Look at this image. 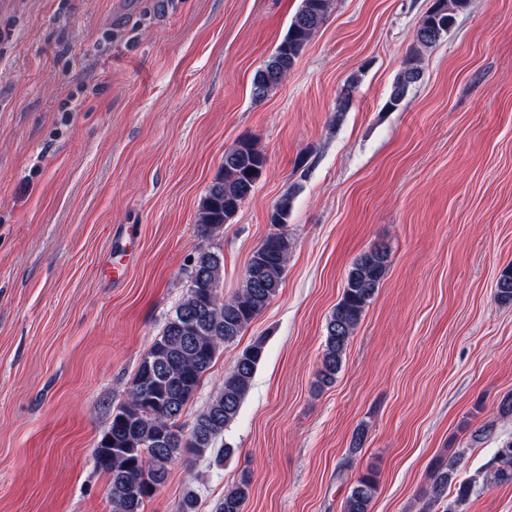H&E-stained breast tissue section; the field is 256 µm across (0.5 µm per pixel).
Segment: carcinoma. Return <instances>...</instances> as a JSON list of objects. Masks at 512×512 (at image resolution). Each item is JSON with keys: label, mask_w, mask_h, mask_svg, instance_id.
<instances>
[{"label": "carcinoma", "mask_w": 512, "mask_h": 512, "mask_svg": "<svg viewBox=\"0 0 512 512\" xmlns=\"http://www.w3.org/2000/svg\"><path fill=\"white\" fill-rule=\"evenodd\" d=\"M333 0H302L283 40L258 69L252 81L253 100L266 99L285 80L312 36L324 24ZM468 0H438L418 21L414 45L390 93L395 108L423 75L422 52L435 47L455 24ZM265 167V156L250 139L224 151L221 173L209 186L198 211V227L205 237L231 223L253 192ZM294 194L280 196L269 234L253 252L238 291L230 298L221 291L223 258L200 251L191 270V286L167 320L161 336L142 357L127 399L112 410L107 428L93 450L96 469L106 477L112 512H145L150 500L179 459H198L212 453L218 437L235 419L261 362L266 337L257 338L239 352L222 387L196 416L189 430L178 419L194 399L204 376L220 350L237 341L278 293L294 241L284 229ZM388 272V250L377 244L349 268L342 297L326 323V338L317 384H332L354 330ZM495 298L512 304V267L500 274ZM458 459L439 458L430 481L418 494L419 512H463V505L481 485H512V440L496 448L481 475L462 480ZM378 491L376 471L369 469L351 483L343 512H371ZM249 482L225 489L212 512H244Z\"/></svg>", "instance_id": "obj_1"}]
</instances>
